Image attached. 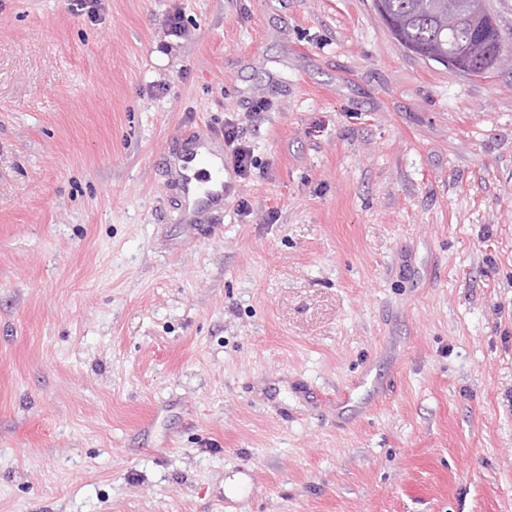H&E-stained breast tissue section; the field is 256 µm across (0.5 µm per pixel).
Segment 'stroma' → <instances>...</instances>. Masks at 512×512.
Returning <instances> with one entry per match:
<instances>
[{
  "label": "stroma",
  "instance_id": "stroma-1",
  "mask_svg": "<svg viewBox=\"0 0 512 512\" xmlns=\"http://www.w3.org/2000/svg\"><path fill=\"white\" fill-rule=\"evenodd\" d=\"M0 512H512V67L371 0H0ZM239 130L233 124L228 123L224 127V140L218 134L209 130L207 138L198 130H189L185 136L192 144V149L187 155L186 164L198 160L203 166H209L214 157L224 165V146L230 156L235 173L242 177L248 175L255 166L254 157L250 148L245 146L240 138Z\"/></svg>",
  "mask_w": 512,
  "mask_h": 512
}]
</instances>
